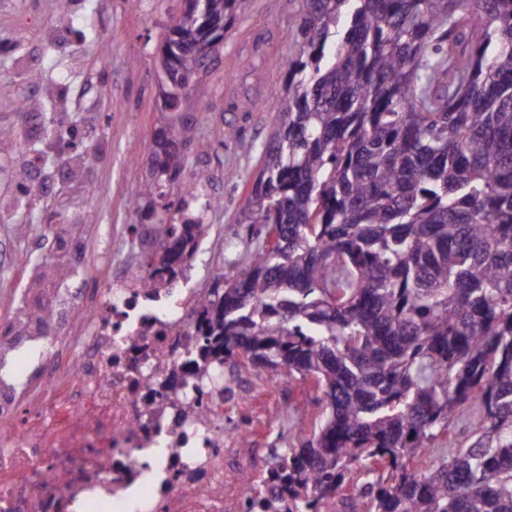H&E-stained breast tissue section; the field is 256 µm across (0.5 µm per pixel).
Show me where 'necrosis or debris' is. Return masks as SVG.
<instances>
[{
  "label": "necrosis or debris",
  "instance_id": "4bbe7bcc",
  "mask_svg": "<svg viewBox=\"0 0 512 512\" xmlns=\"http://www.w3.org/2000/svg\"><path fill=\"white\" fill-rule=\"evenodd\" d=\"M112 239V276L55 312L31 385L0 382V512H245L259 472L231 469L224 367L200 358L204 295L135 268Z\"/></svg>",
  "mask_w": 512,
  "mask_h": 512
}]
</instances>
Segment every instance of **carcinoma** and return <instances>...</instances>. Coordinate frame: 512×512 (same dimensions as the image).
<instances>
[{
	"mask_svg": "<svg viewBox=\"0 0 512 512\" xmlns=\"http://www.w3.org/2000/svg\"><path fill=\"white\" fill-rule=\"evenodd\" d=\"M247 0H185L162 55L210 53ZM276 128L239 223L242 270L206 296L199 355L323 408L269 448L253 494L284 512H512V0H305ZM193 123L161 131L167 191ZM197 218L160 219L162 271ZM277 229L276 247L264 245ZM78 273L44 263L41 291ZM53 310L28 309L24 336Z\"/></svg>",
	"mask_w": 512,
	"mask_h": 512,
	"instance_id": "1",
	"label": "carcinoma"
}]
</instances>
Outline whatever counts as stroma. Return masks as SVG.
Masks as SVG:
<instances>
[{"label":"stroma","mask_w":512,"mask_h":512,"mask_svg":"<svg viewBox=\"0 0 512 512\" xmlns=\"http://www.w3.org/2000/svg\"><path fill=\"white\" fill-rule=\"evenodd\" d=\"M302 0H248L224 35V45L198 79L182 112L164 111L160 88L161 48L171 16L182 0H0V136L23 143L37 158L34 180L43 193L22 195L23 158L0 154V234L14 240L13 262L0 264V302L27 287L32 266L65 224L83 225L86 277L91 283L109 275L103 247L112 229L153 224L162 218L159 206L139 196L153 169L154 140L169 123L193 119L205 151H188L169 190L200 215L207 234L187 270L195 288L223 286L235 277L233 253L247 246L239 218L248 203L259 170V156L268 144L275 119L269 104L285 87L292 51L290 28ZM275 55V65L261 64L260 75L245 67L255 44ZM39 103L45 128L31 130L19 97ZM89 126L92 137L81 141L89 160L81 177L69 176L73 155L49 128ZM238 139L225 138L227 126ZM26 155V156H27ZM221 197L211 206L212 197ZM29 223L19 231V223ZM315 391L293 383L278 391L274 379L246 371L243 381L227 392L234 415L255 424L273 420L274 410L260 411L265 401L289 407L305 404V426L321 419L312 406Z\"/></svg>","instance_id":"35a3bbf8"}]
</instances>
